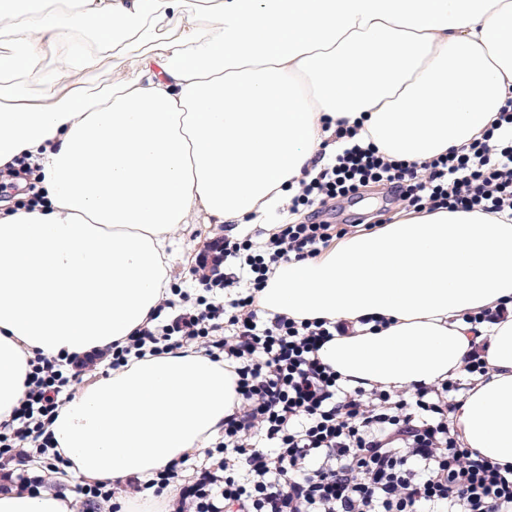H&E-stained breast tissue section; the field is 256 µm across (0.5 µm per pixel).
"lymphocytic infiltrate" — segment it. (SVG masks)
I'll return each instance as SVG.
<instances>
[{
    "label": "lymphocytic infiltrate",
    "mask_w": 512,
    "mask_h": 512,
    "mask_svg": "<svg viewBox=\"0 0 512 512\" xmlns=\"http://www.w3.org/2000/svg\"><path fill=\"white\" fill-rule=\"evenodd\" d=\"M327 162L305 171L288 200L305 221L280 225L255 245L225 235L191 261L194 291L165 287L158 308L124 340L80 355L33 360L25 391L0 419V457L27 445L54 453L50 427L74 383L98 365L118 371L149 356L193 351L223 363L235 398L169 512H512V464L465 447L450 418L478 380L489 379L488 339L478 325L512 310L463 314L471 349L458 372L394 390L350 384L320 352L356 335L348 320H300L261 307L288 263L319 257L347 231L321 222L327 200L371 182L391 185L414 212L479 211L512 219V100L468 145L414 163L380 154L360 126L338 125Z\"/></svg>",
    "instance_id": "lymphocytic-infiltrate-1"
}]
</instances>
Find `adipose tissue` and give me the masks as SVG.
Here are the masks:
<instances>
[{
    "instance_id": "obj_1",
    "label": "adipose tissue",
    "mask_w": 512,
    "mask_h": 512,
    "mask_svg": "<svg viewBox=\"0 0 512 512\" xmlns=\"http://www.w3.org/2000/svg\"><path fill=\"white\" fill-rule=\"evenodd\" d=\"M0 0V165L35 161L44 201L0 216V418L35 356L122 340L164 286L171 225L242 224L282 206L338 123L422 162L472 142L512 98V0ZM134 55L139 75L91 93L76 74ZM38 83L42 96L25 87ZM512 303V224L412 214L279 269L263 307L298 319L379 316L322 360L411 386L457 371L463 313ZM489 381L455 414L465 447L512 463V317L483 324ZM222 365L146 358L89 385L52 426L78 481L117 484L201 448L232 406ZM0 512H74L0 493Z\"/></svg>"
}]
</instances>
